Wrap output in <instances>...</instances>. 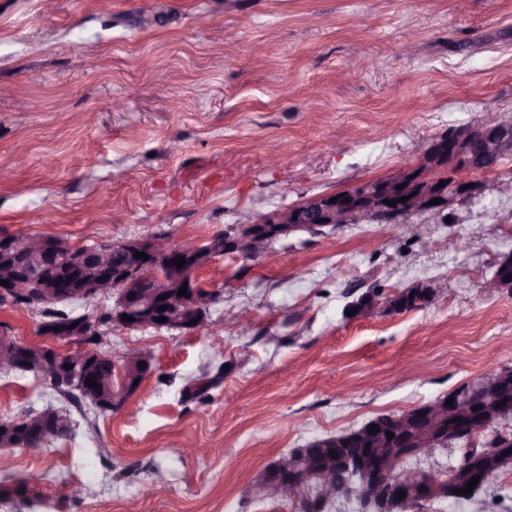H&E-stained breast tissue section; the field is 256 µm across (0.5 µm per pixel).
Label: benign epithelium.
<instances>
[{
    "label": "benign epithelium",
    "instance_id": "benign-epithelium-1",
    "mask_svg": "<svg viewBox=\"0 0 512 512\" xmlns=\"http://www.w3.org/2000/svg\"><path fill=\"white\" fill-rule=\"evenodd\" d=\"M448 140L453 144L448 161H423L424 168L417 177L414 176L417 166L404 162L395 179H380L352 189L344 201L334 199L332 194L316 195L298 207H284L260 218L245 215L239 223L215 235L206 250L189 242L175 246L159 237L72 246L46 237L22 242L13 236H3L0 238V281H7L8 286L0 284V297L16 307L36 313L41 312L48 303L56 301L59 289L54 278L44 271L20 275L13 273L17 256L27 253L42 257L47 267L63 261L69 270L79 271L86 276L81 288L71 290L73 299L91 304L100 298L114 297L115 307L108 320L111 325L183 329L195 319L197 323L193 327L196 328L204 322L213 300L200 291L193 273L207 266L219 254L232 249L240 258L251 260L263 256L268 241L286 238L306 229L368 223L389 227L406 223L415 215H439L448 211L462 199L480 196L485 185L460 177L448 186L444 184L443 172L448 167L457 166L466 171L495 169L503 158L502 148L512 143V119L498 112H488L481 121L455 127L437 138L439 143ZM404 183L407 184L405 189H397ZM403 197L407 201H401ZM434 199L440 200V203L430 204ZM391 201L395 205H389ZM114 251L125 252L128 262L112 268V273L105 276L103 269ZM137 252L145 253L148 259L135 257ZM176 252L185 256L186 263L179 269L170 268L171 277L165 287L154 285L150 269L166 263ZM129 281L137 282L140 289L133 292L125 288ZM184 285L187 286V294L180 296L178 292ZM162 306L165 307L163 311L160 310ZM125 316L132 317V320H123ZM160 316L165 317V321H158ZM77 322L78 325L74 327L48 329L44 333L45 340L31 344V350L23 355L17 348L19 341L1 330L0 371L15 372L17 365L24 361L49 379L70 387L85 388L92 357L87 350L86 339L102 335L103 322L89 312L77 317ZM143 360L144 357L138 353L124 357L125 370L121 372L123 383H128L138 373ZM510 377L512 369L504 367L450 394L453 398L450 406L446 404L445 397L430 402L426 407L427 426L422 431L414 429L410 422L412 410L409 409L398 419L397 427L392 430V438L376 431L370 432L375 440L373 447L353 463L358 477L356 497L375 503V512H389V492L394 488L415 497L433 496L439 487L441 471L410 468L401 472L398 470L399 463L411 455L432 456L436 447L444 443L451 446L478 430L490 427L505 414L497 407L499 384ZM450 415L458 417L459 422L456 427L444 430L442 425ZM43 420L46 425L37 442L30 444L23 439L0 435V443L9 448H42L53 440L54 424L59 421V415L52 411ZM280 467L286 471L285 478L276 485L265 486V489L271 494L292 497L305 475L302 468H296L286 460L280 463Z\"/></svg>",
    "mask_w": 512,
    "mask_h": 512
}]
</instances>
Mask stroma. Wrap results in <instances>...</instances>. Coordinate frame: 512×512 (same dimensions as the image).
<instances>
[{"mask_svg":"<svg viewBox=\"0 0 512 512\" xmlns=\"http://www.w3.org/2000/svg\"><path fill=\"white\" fill-rule=\"evenodd\" d=\"M489 109L512 111V0H0V236L202 245L243 211L420 163ZM511 174L477 173L487 191L451 222L349 224L259 261L213 258L194 273L221 293L207 325L100 336L114 364L153 357L123 409L0 374V419L50 403L73 421L57 447L0 449V482L57 488L51 505L0 512H295L256 488L282 452L512 366V295L483 289L512 251V198L495 189ZM415 282L437 291L426 308L344 315L353 296ZM157 471L168 487L146 493ZM79 483L90 492L72 498ZM415 512H512V469Z\"/></svg>","mask_w":512,"mask_h":512,"instance_id":"obj_1","label":"stroma"}]
</instances>
